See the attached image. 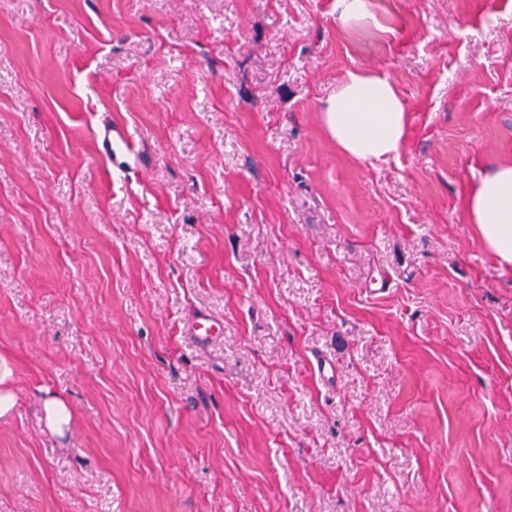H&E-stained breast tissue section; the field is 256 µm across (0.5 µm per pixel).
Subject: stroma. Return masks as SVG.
Wrapping results in <instances>:
<instances>
[{"label": "stroma", "instance_id": "obj_1", "mask_svg": "<svg viewBox=\"0 0 512 512\" xmlns=\"http://www.w3.org/2000/svg\"><path fill=\"white\" fill-rule=\"evenodd\" d=\"M370 10L0 0V512H512V270L465 207L512 161V0ZM350 70L397 157L325 132ZM338 20L345 25L356 24L371 17L366 0H337ZM319 112L336 147L357 161L396 157L406 139L408 110L387 75L349 71ZM95 152L108 161L115 172L124 177L138 175L144 168V159L129 126L118 121H105L95 133ZM224 331L223 321H217L210 315L201 313L197 315L189 326V332L199 342H207L219 337Z\"/></svg>", "mask_w": 512, "mask_h": 512}]
</instances>
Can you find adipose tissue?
<instances>
[{
  "label": "adipose tissue",
  "instance_id": "1",
  "mask_svg": "<svg viewBox=\"0 0 512 512\" xmlns=\"http://www.w3.org/2000/svg\"><path fill=\"white\" fill-rule=\"evenodd\" d=\"M319 112L337 148L364 163L396 157L406 139L407 107L383 74L348 72ZM466 211L486 252L499 267L512 269V162L497 164L479 178Z\"/></svg>",
  "mask_w": 512,
  "mask_h": 512
}]
</instances>
